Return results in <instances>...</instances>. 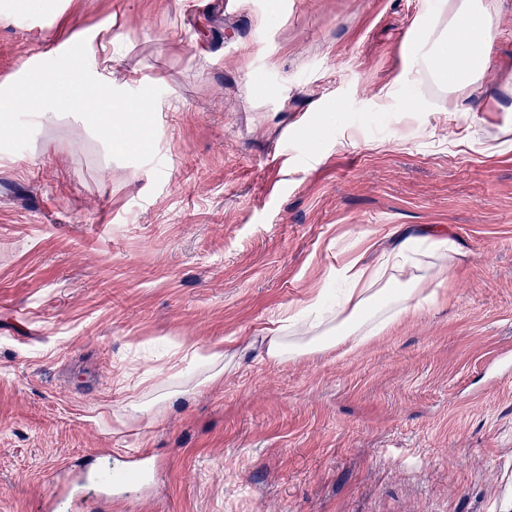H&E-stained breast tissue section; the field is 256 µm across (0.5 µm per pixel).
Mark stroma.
<instances>
[{
  "label": "stroma",
  "mask_w": 512,
  "mask_h": 512,
  "mask_svg": "<svg viewBox=\"0 0 512 512\" xmlns=\"http://www.w3.org/2000/svg\"><path fill=\"white\" fill-rule=\"evenodd\" d=\"M457 2L0 0V87L86 40L114 88L161 89L164 165L52 112L0 150V512L61 482L67 512H512V150H485L512 135V0H484L501 34L452 92L409 39ZM400 226L458 247L437 303L346 353L249 351L166 420L114 424ZM142 455L124 488L90 477Z\"/></svg>",
  "instance_id": "obj_1"
}]
</instances>
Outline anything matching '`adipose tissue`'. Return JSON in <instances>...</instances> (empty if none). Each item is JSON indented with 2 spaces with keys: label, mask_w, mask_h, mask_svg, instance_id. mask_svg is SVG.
I'll list each match as a JSON object with an SVG mask.
<instances>
[{
  "label": "adipose tissue",
  "mask_w": 512,
  "mask_h": 512,
  "mask_svg": "<svg viewBox=\"0 0 512 512\" xmlns=\"http://www.w3.org/2000/svg\"><path fill=\"white\" fill-rule=\"evenodd\" d=\"M499 34L494 13L483 0H461L447 28L430 26L429 53L419 63L434 62L436 76L452 85L476 84L488 65L485 46ZM393 242L378 262L356 258L341 271L342 297L328 305L325 294L311 299L301 312L278 320L262 336L266 362L296 361L339 347H358L378 337L410 309L433 303L429 283L444 282L448 260L457 252L444 234L417 236L407 229L394 232Z\"/></svg>",
  "instance_id": "obj_1"
}]
</instances>
